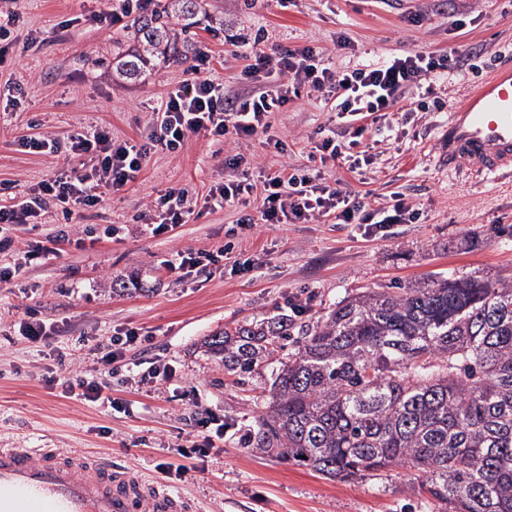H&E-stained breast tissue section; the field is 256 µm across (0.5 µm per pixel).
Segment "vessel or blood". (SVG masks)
<instances>
[{"label":"vessel or blood","instance_id":"b4317fda","mask_svg":"<svg viewBox=\"0 0 512 512\" xmlns=\"http://www.w3.org/2000/svg\"><path fill=\"white\" fill-rule=\"evenodd\" d=\"M449 163L471 173H512V65L505 64L451 112L442 134ZM0 512H194L192 502L142 472L89 453L0 448Z\"/></svg>","mask_w":512,"mask_h":512}]
</instances>
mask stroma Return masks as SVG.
I'll list each match as a JSON object with an SVG mask.
<instances>
[{"mask_svg":"<svg viewBox=\"0 0 512 512\" xmlns=\"http://www.w3.org/2000/svg\"><path fill=\"white\" fill-rule=\"evenodd\" d=\"M204 2L197 41L213 50L211 76L230 98L251 86L241 82L238 68L224 66V40L260 29L268 47L332 48L337 36L347 37L350 48L331 57L339 69L410 50L454 52L457 65L434 86L442 109L419 113L402 136L382 130L370 166L330 172L372 201L403 192L421 217L392 225L383 236L329 218L260 224L231 235L239 211L204 203L210 187L225 177L217 155H253L267 170L287 160L307 165L312 142L333 126L334 116L304 92L270 118L272 133L288 143L287 156L276 155L260 138L236 145L203 134L189 137L178 152L152 153L136 182L81 217L99 230L119 227L118 237L63 244L59 254L26 267L19 287H0V447L109 457L167 481L199 512H432L431 499L405 469L339 482L240 448L236 431L248 428L264 408V381L236 384L201 343L224 327L287 312L292 294L310 300V313L295 319L304 326L364 291L437 274L512 271V177L475 176L463 164H449L439 141L449 111L468 89L512 61V0H290L285 7L277 0ZM107 6V0H16L13 61L0 68V84H21L26 98L20 109L0 113V181L25 190L67 164L61 155L20 152L19 138H63L99 126L110 127L118 141L139 137L156 122L161 97L191 78L193 61L183 58L135 80L118 79L112 62L131 45L126 32L89 21ZM216 16L224 19L220 38L208 32ZM172 188L201 204L171 236H150L134 217L144 197ZM228 242L232 259L250 260L249 271L181 281L164 266L176 250H214ZM28 308L52 330L41 342L28 341L13 325ZM122 328L150 337L127 351L119 367L124 381L112 386V397L124 400L126 411L66 397L49 384L61 363L76 375L95 371L102 346ZM157 361L173 365L175 378L136 386L133 376ZM209 412L234 421L235 430L185 478H170L169 466L183 462L179 448L187 434Z\"/></svg>","mask_w":512,"mask_h":512,"instance_id":"1","label":"stroma"}]
</instances>
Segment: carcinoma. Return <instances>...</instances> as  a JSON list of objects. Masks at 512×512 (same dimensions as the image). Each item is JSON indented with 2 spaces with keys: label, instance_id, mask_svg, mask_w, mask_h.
<instances>
[{
  "label": "carcinoma",
  "instance_id": "obj_1",
  "mask_svg": "<svg viewBox=\"0 0 512 512\" xmlns=\"http://www.w3.org/2000/svg\"><path fill=\"white\" fill-rule=\"evenodd\" d=\"M201 0H159L129 23L115 72L137 79L196 51ZM283 314L202 347L247 382L271 368L268 409L238 437L341 482L406 469L439 512H512V273L438 276L340 303L301 329Z\"/></svg>",
  "mask_w": 512,
  "mask_h": 512
}]
</instances>
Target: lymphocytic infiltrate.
<instances>
[{
  "instance_id": "f902f5d3",
  "label": "lymphocytic infiltrate",
  "mask_w": 512,
  "mask_h": 512,
  "mask_svg": "<svg viewBox=\"0 0 512 512\" xmlns=\"http://www.w3.org/2000/svg\"><path fill=\"white\" fill-rule=\"evenodd\" d=\"M234 45L229 56L241 61L240 76L253 86L246 95L225 98L223 82L210 76L214 57L211 51L202 50L196 57L195 77L166 93L157 107V122L140 138L117 141L109 127L100 126L69 135L63 141L48 134L18 139L19 150L27 154L87 157L91 163L56 171L22 194L13 193L10 183H0V195L5 198L0 204L1 286H17L26 266L46 259L55 244L69 239L67 233L59 231L23 244L18 239L20 228L38 229L52 206L67 219L102 206L112 193L136 180L152 152L177 151L190 136L205 133L222 142L261 136L266 147L287 154L286 140L270 132L269 117L283 110L301 89L331 101L337 127L311 146L309 165H287L266 176L260 217L241 215L236 220L238 228L251 229L258 220L265 224H305L330 218L338 224H362L382 231L387 225L418 219V210L408 203L405 194L393 193L386 202L375 205L345 190L328 171L342 160L354 169L369 166L372 156L362 147L364 135L371 129L408 124L413 111L428 109L427 101H418L410 108L404 106L403 99L409 91L422 89L425 82L451 69L450 55L414 51L380 66L340 71L322 49L310 44L265 51L243 36ZM397 106L402 113L396 118L392 111ZM340 128L346 133L342 140L336 137ZM244 163L239 155L225 158L228 175L210 188L207 202L232 206L252 193V184L237 175ZM196 205V200L184 192L171 190L152 198L139 219L145 232L160 237L184 223ZM141 339L138 330L132 328L116 332L101 351L97 373L62 378V387L67 394H79L89 402H106L112 410L124 412L125 402L110 395L111 365Z\"/></svg>"
}]
</instances>
